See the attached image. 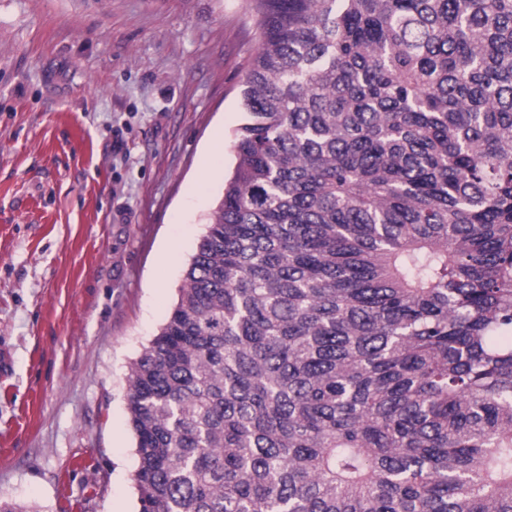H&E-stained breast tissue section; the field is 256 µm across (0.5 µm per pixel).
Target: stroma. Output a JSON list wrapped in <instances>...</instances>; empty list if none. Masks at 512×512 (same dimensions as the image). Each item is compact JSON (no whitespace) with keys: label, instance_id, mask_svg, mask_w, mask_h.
Wrapping results in <instances>:
<instances>
[{"label":"stroma","instance_id":"obj_1","mask_svg":"<svg viewBox=\"0 0 512 512\" xmlns=\"http://www.w3.org/2000/svg\"><path fill=\"white\" fill-rule=\"evenodd\" d=\"M246 0H0V500L139 512L128 373L235 163Z\"/></svg>","mask_w":512,"mask_h":512}]
</instances>
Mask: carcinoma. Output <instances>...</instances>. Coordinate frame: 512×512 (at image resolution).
<instances>
[{"label": "carcinoma", "instance_id": "obj_1", "mask_svg": "<svg viewBox=\"0 0 512 512\" xmlns=\"http://www.w3.org/2000/svg\"><path fill=\"white\" fill-rule=\"evenodd\" d=\"M237 162L133 362L139 512H512V0H246Z\"/></svg>", "mask_w": 512, "mask_h": 512}]
</instances>
